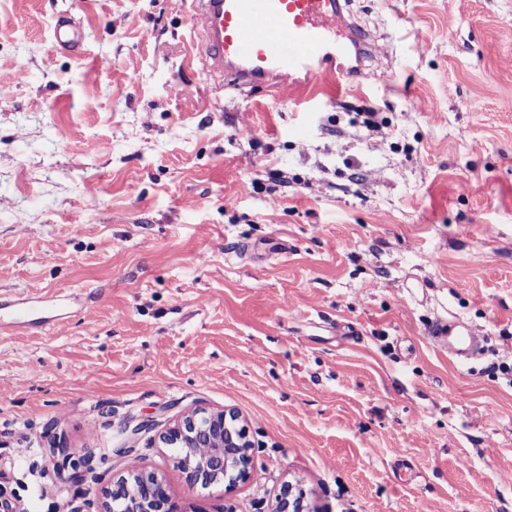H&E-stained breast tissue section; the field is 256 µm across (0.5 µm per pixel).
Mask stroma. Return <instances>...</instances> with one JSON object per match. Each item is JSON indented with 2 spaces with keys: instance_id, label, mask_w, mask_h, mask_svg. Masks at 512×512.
<instances>
[{
  "instance_id": "1",
  "label": "stroma",
  "mask_w": 512,
  "mask_h": 512,
  "mask_svg": "<svg viewBox=\"0 0 512 512\" xmlns=\"http://www.w3.org/2000/svg\"><path fill=\"white\" fill-rule=\"evenodd\" d=\"M72 2L0 0V302L64 314L0 323V505L147 469L182 512L286 481L307 512H512V0H346L339 93L216 91L193 0ZM465 329L472 358L437 347ZM197 409L246 425L245 480L174 467ZM54 46L78 59L83 57L84 33L76 26L71 12L56 16L53 24ZM13 307L19 315L30 317V322L39 323L42 325L53 321V318H61V315L54 308V306L47 304V301L40 300L39 298L18 299L13 304ZM46 312H50L53 314V316L41 317V315Z\"/></svg>"
}]
</instances>
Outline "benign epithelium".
Segmentation results:
<instances>
[{"mask_svg": "<svg viewBox=\"0 0 512 512\" xmlns=\"http://www.w3.org/2000/svg\"><path fill=\"white\" fill-rule=\"evenodd\" d=\"M160 442L178 451L177 468L186 482L195 486L224 481L235 483L247 477L250 464L246 432L227 421L224 411H194L159 435ZM100 512H179L165 479L141 470L116 485L101 488ZM301 500L285 484L277 496L275 512H302Z\"/></svg>", "mask_w": 512, "mask_h": 512, "instance_id": "obj_1", "label": "benign epithelium"}]
</instances>
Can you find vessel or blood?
Wrapping results in <instances>:
<instances>
[{"label":"vessel or blood","instance_id":"vessel-or-blood-1","mask_svg":"<svg viewBox=\"0 0 512 512\" xmlns=\"http://www.w3.org/2000/svg\"><path fill=\"white\" fill-rule=\"evenodd\" d=\"M345 23L340 0H199L198 55L211 70L228 72L244 86L301 88L323 79H350L353 71L333 67L337 54L347 50L338 40V28ZM53 30L57 49L82 57L84 33L71 13L57 15ZM14 309L38 323L50 306L23 298ZM437 343L458 357L479 345L467 330L439 335Z\"/></svg>","mask_w":512,"mask_h":512}]
</instances>
